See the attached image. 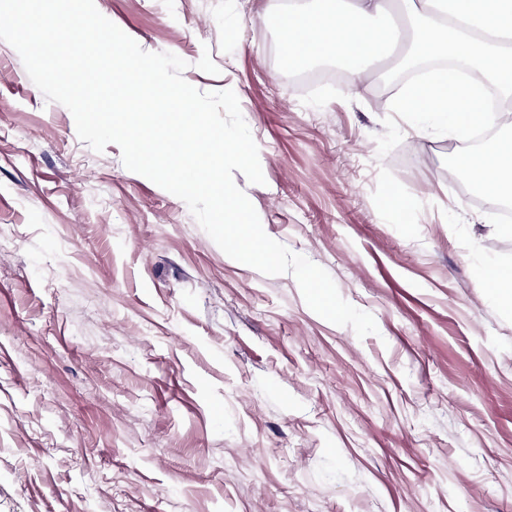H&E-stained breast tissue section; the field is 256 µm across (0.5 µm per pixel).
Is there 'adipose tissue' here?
Here are the masks:
<instances>
[{
    "instance_id": "adipose-tissue-1",
    "label": "adipose tissue",
    "mask_w": 512,
    "mask_h": 512,
    "mask_svg": "<svg viewBox=\"0 0 512 512\" xmlns=\"http://www.w3.org/2000/svg\"><path fill=\"white\" fill-rule=\"evenodd\" d=\"M397 14L423 20L416 40L420 56L454 55L470 71L482 73L505 100H512V53L495 43L512 40V0H290L279 13L280 34L290 55L305 61L319 57L348 66L351 95H359L371 58L387 53L391 35L383 21ZM395 111L433 114L441 123L461 121L463 128H505L503 114L485 111L481 87L467 79L436 81L430 92L409 90ZM456 174L491 194L490 210L512 197V136L497 138L484 150L466 153Z\"/></svg>"
}]
</instances>
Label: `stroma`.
Instances as JSON below:
<instances>
[{
  "label": "stroma",
  "instance_id": "obj_1",
  "mask_svg": "<svg viewBox=\"0 0 512 512\" xmlns=\"http://www.w3.org/2000/svg\"><path fill=\"white\" fill-rule=\"evenodd\" d=\"M270 0H95L230 89L266 234L323 267L358 338L292 275L228 257L187 205L95 152L0 40V512H512V231L451 176L468 139L392 111L369 67L278 68ZM279 67L282 71L296 78H307V79H332L335 74L329 73L328 71H321L316 73L314 70L302 66L301 64L295 63L289 57H285L283 54L278 59Z\"/></svg>",
  "mask_w": 512,
  "mask_h": 512
}]
</instances>
